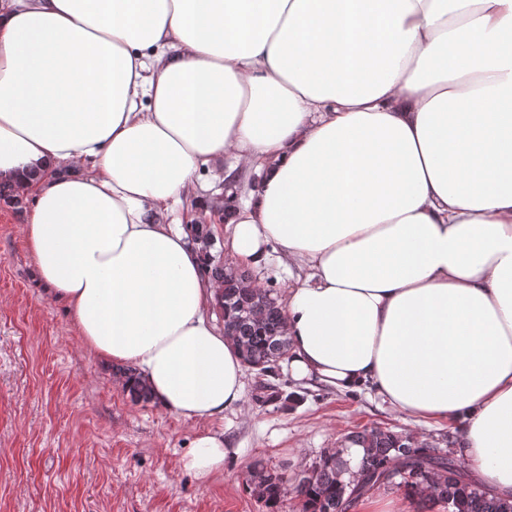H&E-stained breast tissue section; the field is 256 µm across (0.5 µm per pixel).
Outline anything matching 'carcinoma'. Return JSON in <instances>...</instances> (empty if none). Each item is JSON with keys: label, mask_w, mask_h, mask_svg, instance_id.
<instances>
[{"label": "carcinoma", "mask_w": 512, "mask_h": 512, "mask_svg": "<svg viewBox=\"0 0 512 512\" xmlns=\"http://www.w3.org/2000/svg\"><path fill=\"white\" fill-rule=\"evenodd\" d=\"M208 273L222 281L217 305L224 310V331L242 348L252 369L267 376L288 355L282 306L271 288L255 285L248 271L212 263ZM363 448L356 466L336 452H326L296 477L298 512H347L350 503L374 490L396 487L446 512H512V499L497 496L470 478L449 450L380 427H366L350 437ZM288 478L258 463L251 491L266 506L282 505Z\"/></svg>", "instance_id": "carcinoma-1"}]
</instances>
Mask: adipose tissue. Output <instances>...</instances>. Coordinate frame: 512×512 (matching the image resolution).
<instances>
[{
    "mask_svg": "<svg viewBox=\"0 0 512 512\" xmlns=\"http://www.w3.org/2000/svg\"><path fill=\"white\" fill-rule=\"evenodd\" d=\"M232 156L234 265L304 269L285 367L372 390L512 498V0H0V183L85 348L170 414L240 409L219 283L165 216ZM85 166L83 175L71 165ZM223 434L184 461L223 468Z\"/></svg>",
    "mask_w": 512,
    "mask_h": 512,
    "instance_id": "1",
    "label": "adipose tissue"
}]
</instances>
